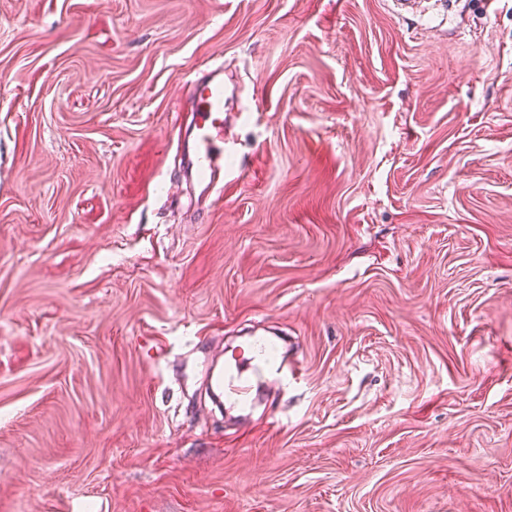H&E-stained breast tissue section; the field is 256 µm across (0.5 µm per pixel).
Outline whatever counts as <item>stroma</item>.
Masks as SVG:
<instances>
[{"instance_id":"stroma-1","label":"stroma","mask_w":512,"mask_h":512,"mask_svg":"<svg viewBox=\"0 0 512 512\" xmlns=\"http://www.w3.org/2000/svg\"><path fill=\"white\" fill-rule=\"evenodd\" d=\"M267 326L301 377L227 424ZM0 512H512V0H0ZM191 119L178 125L176 152L190 204L199 217L220 200L224 190V99L234 89L224 85L222 65H204L191 80ZM230 92V95H229ZM254 334L244 343L232 350L228 365L214 366L210 372V384L220 405L224 409L242 408L248 401L254 383L267 372L274 371L282 387L296 381L301 369L294 365L288 372V365L278 363L284 340L275 334ZM286 344V343H285ZM224 398V402L221 401Z\"/></svg>"}]
</instances>
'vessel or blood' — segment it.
Returning <instances> with one entry per match:
<instances>
[{"label":"vessel or blood","instance_id":"obj_1","mask_svg":"<svg viewBox=\"0 0 512 512\" xmlns=\"http://www.w3.org/2000/svg\"><path fill=\"white\" fill-rule=\"evenodd\" d=\"M191 89L190 119L177 128L176 152L182 179L190 189V203L201 215L220 200L224 190V101L230 89L224 83L223 66L199 69ZM280 350L276 339L257 334L233 349L226 367L212 368L211 389L223 399L225 408L243 407L265 373L275 372L284 386L297 380V369L280 363Z\"/></svg>","mask_w":512,"mask_h":512}]
</instances>
